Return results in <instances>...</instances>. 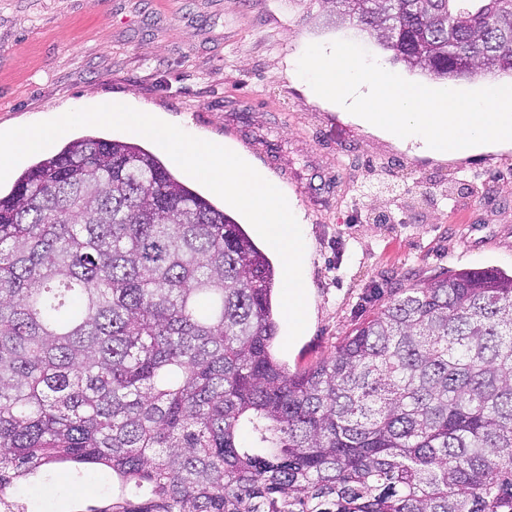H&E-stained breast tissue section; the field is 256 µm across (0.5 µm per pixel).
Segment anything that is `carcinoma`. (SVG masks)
Instances as JSON below:
<instances>
[{
  "label": "carcinoma",
  "instance_id": "cac0c4a2",
  "mask_svg": "<svg viewBox=\"0 0 512 512\" xmlns=\"http://www.w3.org/2000/svg\"><path fill=\"white\" fill-rule=\"evenodd\" d=\"M438 79L512 76V0H307ZM276 271L142 146L84 135L0 194V512H512V274L401 288L334 355L272 351ZM104 486L98 480L75 481L59 470L53 479L25 492L29 511L76 512L101 497Z\"/></svg>",
  "mask_w": 512,
  "mask_h": 512
}]
</instances>
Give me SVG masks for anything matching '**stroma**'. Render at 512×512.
<instances>
[{
	"instance_id": "obj_1",
	"label": "stroma",
	"mask_w": 512,
	"mask_h": 512,
	"mask_svg": "<svg viewBox=\"0 0 512 512\" xmlns=\"http://www.w3.org/2000/svg\"><path fill=\"white\" fill-rule=\"evenodd\" d=\"M366 34L290 0H0V131L133 98L166 122L246 158L292 203L307 243L306 329L278 357L296 371L330 357L397 289L454 269L512 273V146L437 156L360 125L297 74L309 44ZM486 174L455 190L472 170ZM394 185L376 197L368 188ZM96 480L57 472L30 512H82Z\"/></svg>"
}]
</instances>
